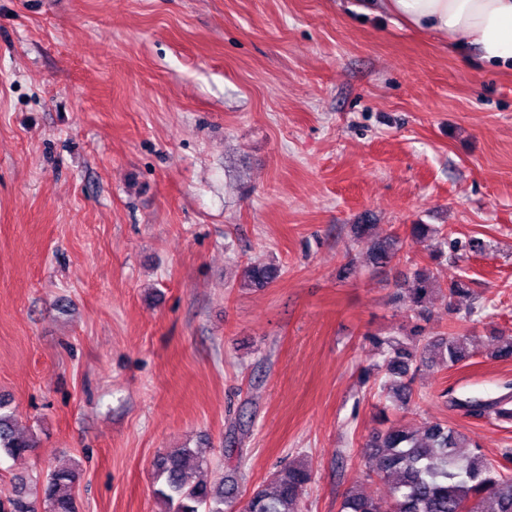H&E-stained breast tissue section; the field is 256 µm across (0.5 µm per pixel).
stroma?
Returning <instances> with one entry per match:
<instances>
[{"label":"stroma","mask_w":512,"mask_h":512,"mask_svg":"<svg viewBox=\"0 0 512 512\" xmlns=\"http://www.w3.org/2000/svg\"><path fill=\"white\" fill-rule=\"evenodd\" d=\"M472 56L363 0H0V397L36 441L0 489L76 463L79 512H163L155 462L187 446L192 480L246 490L304 462L302 512H339L386 500L387 428L512 448L450 404L512 393V72ZM354 224L490 245L436 268L482 310L436 294L425 325L473 356L383 419L367 336L406 337L394 294L431 244L342 281ZM257 259L278 276L245 287Z\"/></svg>","instance_id":"obj_1"}]
</instances>
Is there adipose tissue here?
I'll return each mask as SVG.
<instances>
[{
	"instance_id": "obj_1",
	"label": "adipose tissue",
	"mask_w": 512,
	"mask_h": 512,
	"mask_svg": "<svg viewBox=\"0 0 512 512\" xmlns=\"http://www.w3.org/2000/svg\"><path fill=\"white\" fill-rule=\"evenodd\" d=\"M416 29L475 48L489 67H512V0H370Z\"/></svg>"
}]
</instances>
